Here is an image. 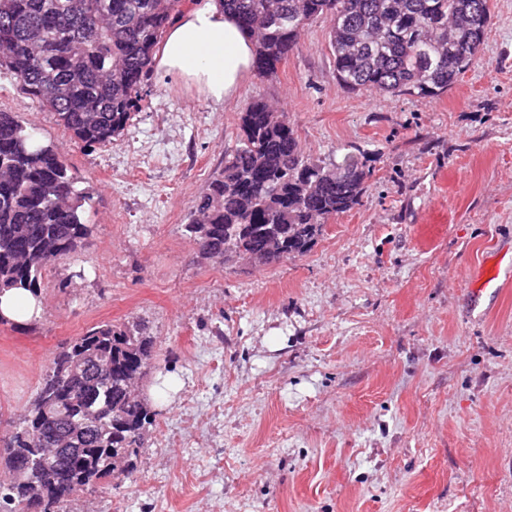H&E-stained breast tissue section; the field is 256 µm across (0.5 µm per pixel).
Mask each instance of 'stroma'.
Segmentation results:
<instances>
[{"label":"stroma","mask_w":512,"mask_h":512,"mask_svg":"<svg viewBox=\"0 0 512 512\" xmlns=\"http://www.w3.org/2000/svg\"><path fill=\"white\" fill-rule=\"evenodd\" d=\"M327 31L221 105L153 72L105 146L0 78V110L56 145L92 226L43 273L40 321L0 324V420L87 328L155 340L132 475L66 512H512V287L469 282L512 246V0H490L480 57L434 98L346 90ZM256 98L314 162L370 176L305 255L219 263L185 224Z\"/></svg>","instance_id":"obj_1"}]
</instances>
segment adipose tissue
<instances>
[{
  "mask_svg": "<svg viewBox=\"0 0 512 512\" xmlns=\"http://www.w3.org/2000/svg\"><path fill=\"white\" fill-rule=\"evenodd\" d=\"M255 42L220 0H198L168 27L154 56L156 69L199 86L213 102L230 100L253 68ZM0 315L15 323L40 319V301L28 290L0 292Z\"/></svg>",
  "mask_w": 512,
  "mask_h": 512,
  "instance_id": "adipose-tissue-1",
  "label": "adipose tissue"
}]
</instances>
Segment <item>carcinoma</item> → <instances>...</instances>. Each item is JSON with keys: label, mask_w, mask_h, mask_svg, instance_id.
Listing matches in <instances>:
<instances>
[{"label": "carcinoma", "mask_w": 512, "mask_h": 512, "mask_svg": "<svg viewBox=\"0 0 512 512\" xmlns=\"http://www.w3.org/2000/svg\"><path fill=\"white\" fill-rule=\"evenodd\" d=\"M257 38L259 76L276 72L305 27L329 23L338 79L351 90L436 97L483 43L489 0H222ZM182 0H0V74L20 80L82 144L106 145L141 108V90ZM240 147L209 179L185 224L205 257L249 259L278 244L306 254L329 218L359 204L370 171L315 163L263 99L240 113ZM88 192L54 145L0 111V292L40 297L43 272L91 232ZM134 326L98 323L57 352L30 409L7 422L0 462L52 491L45 512L132 474L153 416L134 384L153 356ZM21 486L0 488V512H25Z\"/></svg>", "instance_id": "1"}]
</instances>
